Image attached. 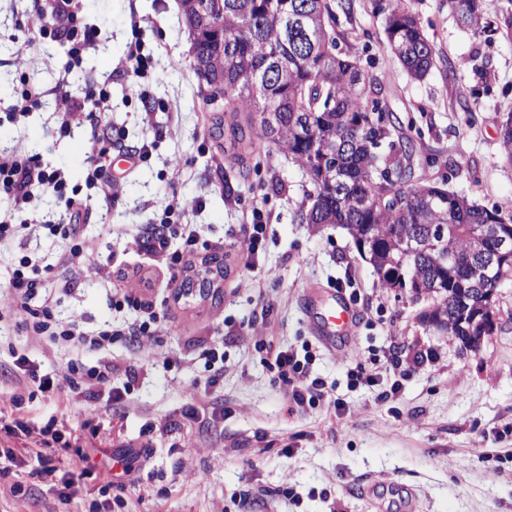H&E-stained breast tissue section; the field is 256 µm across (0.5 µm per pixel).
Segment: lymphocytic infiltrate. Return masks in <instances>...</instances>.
Masks as SVG:
<instances>
[{"label": "lymphocytic infiltrate", "mask_w": 512, "mask_h": 512, "mask_svg": "<svg viewBox=\"0 0 512 512\" xmlns=\"http://www.w3.org/2000/svg\"><path fill=\"white\" fill-rule=\"evenodd\" d=\"M43 10L54 15L64 16L67 21L66 36L70 41L68 64L75 67L81 64L85 54L96 49L100 32L94 26L84 23L77 15L73 0H36ZM52 95L65 103L60 113L62 128H70L73 119L96 126L110 110L111 91L102 85L92 88L87 94L75 96L69 93L65 83L59 82L52 88ZM47 194L70 214V222L64 226L55 224H34L27 217L29 207L37 194ZM0 197L9 199L14 215L20 221L11 224L0 221V243L8 245L15 254L17 265L9 278L6 288L17 310L26 315L23 323L28 335L38 337L46 345L73 352L74 357L67 363L64 382L39 374L30 366L25 355H16L14 364L18 380L26 388H33L44 394L62 395L67 402H89L101 395L113 400H122L124 393L132 391L139 367L137 358H128L124 369H117L109 360L94 365H86L81 356L85 353H98L109 350L115 340L127 342L148 334L162 321L161 313L155 306L139 301L119 291H112V308L133 311L132 321L115 328L104 326L96 332H86L78 320L62 319L56 313L57 297L74 291L80 278L88 277L97 283L110 286L119 277L120 263L102 258L98 244L85 236L83 227L90 218L82 199L70 189L64 175L57 170H48L39 157L34 155L11 154L0 156ZM199 206L198 201L185 199L168 200L164 206L163 222L149 225L140 241V250L145 259L166 264L172 272H182L200 245V231L195 224H171L167 218L175 213H184ZM62 234L68 244L57 259V273L53 286H46L38 274L28 244L42 234ZM315 357L312 349L304 353L293 351L271 352L266 364L275 375L276 381L285 388L292 401L299 406L313 405L328 397L322 379L315 378L310 383L298 384L299 375L306 372ZM123 371L126 381L123 387H115L116 371ZM0 433L22 442L37 437L39 448L35 458L41 465V473L47 477H58L61 484L57 492L60 504L74 501L81 491V477L95 475L100 483V492L111 495L114 507L124 508L123 493L125 482L114 480L111 469L97 470L90 454L79 447H73L53 426L41 428L32 433L22 419L0 425Z\"/></svg>", "instance_id": "1"}]
</instances>
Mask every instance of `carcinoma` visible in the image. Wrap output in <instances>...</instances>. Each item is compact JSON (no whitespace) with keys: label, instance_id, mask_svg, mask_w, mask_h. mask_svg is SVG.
<instances>
[{"label":"carcinoma","instance_id":"obj_1","mask_svg":"<svg viewBox=\"0 0 512 512\" xmlns=\"http://www.w3.org/2000/svg\"><path fill=\"white\" fill-rule=\"evenodd\" d=\"M196 72L209 86L232 87L224 97V151L243 162L266 142L308 174L310 209L302 221L334 224L388 288L432 298L423 322L459 341L464 315L479 299L474 265L497 249L485 224L512 227V208L471 203L415 171L414 144L386 105L370 97L373 82L356 53L339 48L327 0H179ZM479 0H448L458 23L481 27ZM387 43L402 68L424 79L434 47L418 19L400 3L386 5ZM302 16L306 28L290 25ZM395 170L391 178L387 168ZM491 276L512 280V255Z\"/></svg>","mask_w":512,"mask_h":512}]
</instances>
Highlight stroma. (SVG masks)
Listing matches in <instances>:
<instances>
[{"label":"stroma","instance_id":"obj_1","mask_svg":"<svg viewBox=\"0 0 512 512\" xmlns=\"http://www.w3.org/2000/svg\"><path fill=\"white\" fill-rule=\"evenodd\" d=\"M385 2L329 0L341 48L358 53L379 99L409 125L418 174L446 180L449 190L488 208L512 199V162L500 133L512 113V0H480L490 28L478 34L458 24L448 0H401L434 45L435 65L422 81L407 75L385 41ZM77 9L100 29L98 51L71 71L65 40L50 41L36 69L16 32L33 39L50 24L64 29V20L33 13L32 0H0V73H28L47 89L64 79L76 93L111 83L108 126L60 132L59 100L14 121L13 89L0 85V151L38 155L80 188L87 165L75 149L90 137L122 133L112 147L116 160L153 143L146 162L114 181L111 200L89 201L85 234L102 255L132 261L140 234L160 222L168 198H196L201 207L179 221L199 225L206 243L194 263L219 257L224 279L208 294L179 301L177 283L158 267L150 290L133 270L115 280L124 292L152 300L163 316L135 344H113V360L140 358L134 389L118 403L102 397L67 406L39 395L17 412L8 344L24 347L42 374L63 375L67 357L17 335L13 319L1 320L0 421L21 416L36 428L50 422L67 435L93 420L103 465H111L114 449H140L126 512H239L244 501L253 512H399L389 494L397 484L415 488V512H512V281L498 290L497 327L478 350L425 326L429 299L384 287L343 229L302 223L312 186L288 155L271 146L241 165L220 148L178 0H77ZM137 40L154 56L144 76L126 65ZM257 212L268 229L257 265L248 269L240 227ZM336 282L359 312L358 331L349 346L319 350L307 371L325 381L330 401L298 408L274 382L259 347L298 350L311 342L303 298ZM57 311L81 316L90 329L130 318L91 280L61 297ZM215 344L224 347V377L210 387L197 355ZM418 350L431 362L414 365ZM393 353L403 359L398 375L387 369ZM359 360L379 385L350 386L347 372ZM195 385L224 407L212 427L188 416ZM152 424L167 434L148 433ZM39 469L32 455L18 456L0 477V512H59ZM16 483L23 494L12 495Z\"/></svg>","mask_w":512,"mask_h":512}]
</instances>
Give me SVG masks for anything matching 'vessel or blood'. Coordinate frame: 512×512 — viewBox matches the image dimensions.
<instances>
[{
    "instance_id": "b4317fda",
    "label": "vessel or blood",
    "mask_w": 512,
    "mask_h": 512,
    "mask_svg": "<svg viewBox=\"0 0 512 512\" xmlns=\"http://www.w3.org/2000/svg\"><path fill=\"white\" fill-rule=\"evenodd\" d=\"M311 332L326 349L351 342L355 335L357 314L341 292L318 288L308 296Z\"/></svg>"
}]
</instances>
